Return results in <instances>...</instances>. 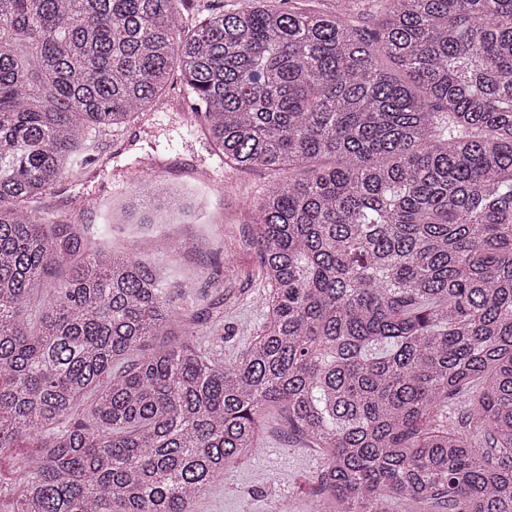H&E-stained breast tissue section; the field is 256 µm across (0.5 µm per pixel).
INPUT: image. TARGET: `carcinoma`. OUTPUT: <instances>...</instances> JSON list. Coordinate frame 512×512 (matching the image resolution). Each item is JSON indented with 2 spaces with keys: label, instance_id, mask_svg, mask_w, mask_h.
Returning a JSON list of instances; mask_svg holds the SVG:
<instances>
[{
  "label": "carcinoma",
  "instance_id": "cac0c4a2",
  "mask_svg": "<svg viewBox=\"0 0 512 512\" xmlns=\"http://www.w3.org/2000/svg\"><path fill=\"white\" fill-rule=\"evenodd\" d=\"M0 0V448L10 512H192L273 408L319 448L318 512H512V0ZM369 5L371 27L356 4ZM249 205L266 322L232 361L210 303L42 200L91 129L174 69ZM128 224H185L135 176ZM35 449L36 448H5L2 453H0V484L2 483V486L12 485L15 489H19L12 480L15 464L21 455L30 453Z\"/></svg>",
  "mask_w": 512,
  "mask_h": 512
}]
</instances>
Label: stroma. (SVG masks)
Masks as SVG:
<instances>
[{
    "instance_id": "obj_1",
    "label": "stroma",
    "mask_w": 512,
    "mask_h": 512,
    "mask_svg": "<svg viewBox=\"0 0 512 512\" xmlns=\"http://www.w3.org/2000/svg\"><path fill=\"white\" fill-rule=\"evenodd\" d=\"M169 103V111L128 124L119 138L97 137L95 162L48 194L45 209L104 229L100 205L114 204L124 194L135 161L148 156L157 161L159 179L203 195L205 206L190 223L144 228L115 224L105 229L106 239L113 245H135L150 262L177 270L195 296L219 302L223 321L199 324L195 332L206 347L230 358L246 348L265 321L267 287L248 242L247 204L278 176L264 168H226L217 181L198 182V170L212 162L200 133H189L184 124L191 104L176 90L170 92ZM265 423L261 452L231 465L209 496L194 504V512H280L285 504L293 512H312L309 481L322 469V455L299 437H285L277 412L268 411ZM259 473L266 475L265 484L255 483Z\"/></svg>"
}]
</instances>
